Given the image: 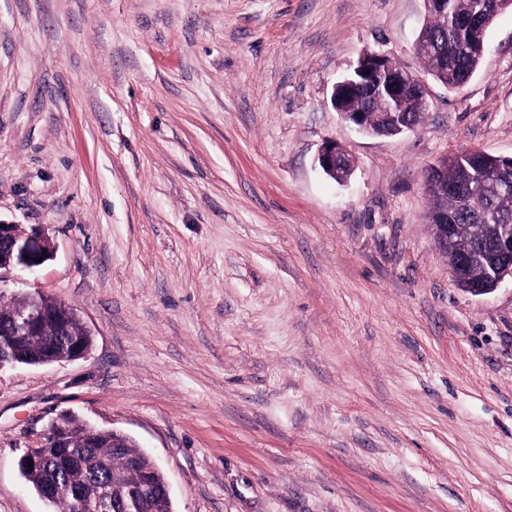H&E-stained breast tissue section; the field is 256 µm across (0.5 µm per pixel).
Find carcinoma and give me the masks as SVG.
<instances>
[{"label": "carcinoma", "mask_w": 512, "mask_h": 512, "mask_svg": "<svg viewBox=\"0 0 512 512\" xmlns=\"http://www.w3.org/2000/svg\"><path fill=\"white\" fill-rule=\"evenodd\" d=\"M448 13H433V20L421 29L418 38L421 44V59L424 70L434 77H441L439 57L448 58V81L446 87L460 89L480 69L485 55L486 36L477 35L469 40L468 24H479L489 29L497 15L512 8V0H447ZM397 68L387 64L384 72L338 97V108L344 112L364 110L383 112L390 110L392 116L369 119L371 133L378 136H393L401 133L403 123L400 113L408 114L412 124L422 123L424 109L422 95L416 87L418 77L412 75L402 80L395 103L391 104L381 93L386 73ZM441 181L450 187L448 194L441 195L428 188V222L439 230V217L448 213V223L453 225L452 243L444 252L448 255L450 270H455L463 254L472 255L464 271V278L457 280L462 288H488L494 283L497 257L491 251L479 252L478 245L491 234L493 224L512 225V189L488 188L494 182L512 181V165L501 156H494L478 149H467L448 161V166L439 173ZM19 355L37 359L42 346L37 341L19 342ZM73 456L77 464L70 465L54 458L47 459L37 468L26 469V482L38 493L51 489L54 496L53 512H74L72 503L89 481L98 483L107 495L95 502L85 512H112V500L120 499L128 512H160V504L154 498L136 502L130 491L137 485L139 475L129 469L127 456L140 458L144 467L150 469L155 484H160L163 474L156 469L151 459L138 448H127L121 454L112 451V434L87 435L85 424L71 420Z\"/></svg>", "instance_id": "carcinoma-1"}]
</instances>
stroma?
I'll list each match as a JSON object with an SVG mask.
<instances>
[{"instance_id": "1", "label": "stroma", "mask_w": 512, "mask_h": 512, "mask_svg": "<svg viewBox=\"0 0 512 512\" xmlns=\"http://www.w3.org/2000/svg\"><path fill=\"white\" fill-rule=\"evenodd\" d=\"M425 0H0V219L50 260L82 359L0 369V512L72 413L130 436L174 512H512V284L460 288L427 170L512 157V11L459 90L425 75ZM366 51L421 75L416 129L330 103ZM346 183L315 164L325 142ZM403 126L400 114H394V116H385L384 118H370L369 127L371 133L378 136H393L398 135L402 132L411 131L405 128L401 131L400 127Z\"/></svg>"}]
</instances>
